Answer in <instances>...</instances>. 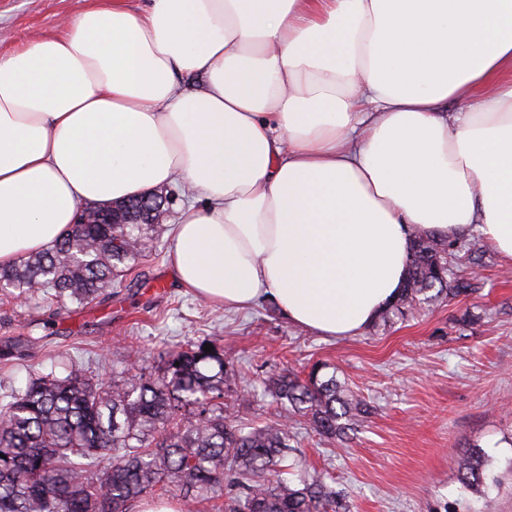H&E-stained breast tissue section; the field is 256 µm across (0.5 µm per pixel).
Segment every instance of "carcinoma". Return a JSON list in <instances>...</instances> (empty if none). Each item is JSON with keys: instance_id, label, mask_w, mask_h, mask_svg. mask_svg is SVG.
<instances>
[{"instance_id": "carcinoma-1", "label": "carcinoma", "mask_w": 512, "mask_h": 512, "mask_svg": "<svg viewBox=\"0 0 512 512\" xmlns=\"http://www.w3.org/2000/svg\"><path fill=\"white\" fill-rule=\"evenodd\" d=\"M148 224H77L45 250L0 269V286L17 294L43 290L58 302H91L149 251ZM464 248L446 238H413L400 296L378 320L387 324L418 313L445 293L476 290L454 270L450 256ZM207 340L160 354V371L103 383L73 361L29 379L0 401V512H134L159 485L185 503L224 485V512H351L346 495L319 475L294 481L285 462L305 423L319 437L343 444L366 421L369 405L336 379L272 374L264 392L285 418L246 429L225 398L237 392L241 372L224 361V347ZM467 500L444 512H493L512 478V457L499 460L478 446L457 461Z\"/></svg>"}]
</instances>
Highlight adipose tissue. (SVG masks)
<instances>
[{
    "instance_id": "obj_1",
    "label": "adipose tissue",
    "mask_w": 512,
    "mask_h": 512,
    "mask_svg": "<svg viewBox=\"0 0 512 512\" xmlns=\"http://www.w3.org/2000/svg\"><path fill=\"white\" fill-rule=\"evenodd\" d=\"M172 183L205 200L179 283L321 336L397 297L414 235L512 261V0H88L0 56V267Z\"/></svg>"
}]
</instances>
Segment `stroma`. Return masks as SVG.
Segmentation results:
<instances>
[{"mask_svg":"<svg viewBox=\"0 0 512 512\" xmlns=\"http://www.w3.org/2000/svg\"><path fill=\"white\" fill-rule=\"evenodd\" d=\"M85 5L0 0V55L30 36L60 33L62 20ZM173 222L156 225L155 253L91 303L62 307L40 294L24 300L0 290V347L20 336L39 340L23 359L0 360V396L63 357L107 381L132 379L157 371L162 349L210 339L241 372L242 423L279 417L280 407L262 394L271 372L305 374L317 363L370 405L345 449L308 429L298 436L308 468L344 489L352 512H439L462 497L455 462L470 444L512 455V263L476 237L464 244L477 246L482 265L471 267L463 253L456 258L476 292L441 296L427 314L356 336L324 338L290 324L272 302L227 311L189 292L170 265Z\"/></svg>","mask_w":512,"mask_h":512,"instance_id":"stroma-1","label":"stroma"}]
</instances>
